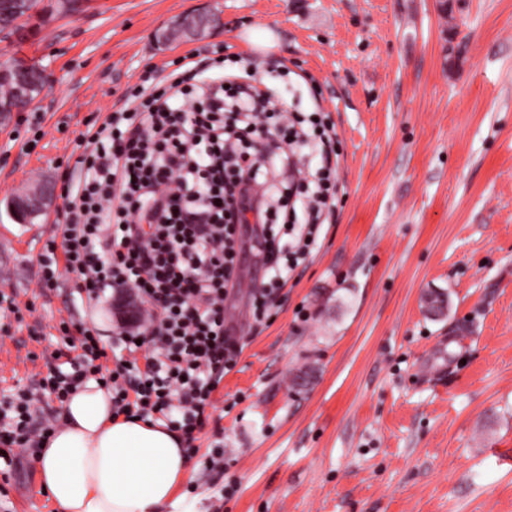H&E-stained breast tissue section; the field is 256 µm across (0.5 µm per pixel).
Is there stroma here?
Here are the masks:
<instances>
[{
  "label": "stroma",
  "mask_w": 512,
  "mask_h": 512,
  "mask_svg": "<svg viewBox=\"0 0 512 512\" xmlns=\"http://www.w3.org/2000/svg\"><path fill=\"white\" fill-rule=\"evenodd\" d=\"M41 0L0 62L49 81L0 120V397L45 376L60 313L112 345L127 295L36 286L63 176L145 72L199 51L250 54L245 31L312 77L340 141V203L264 323L258 229L239 236L227 320L244 348L213 394L163 512H512V0ZM45 135L27 148L33 127ZM48 184L34 223L10 194ZM448 302L427 314V294ZM223 444L225 479L204 461ZM0 512H56L34 460L0 476Z\"/></svg>",
  "instance_id": "35a3bbf8"
}]
</instances>
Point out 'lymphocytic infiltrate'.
<instances>
[{
    "label": "lymphocytic infiltrate",
    "mask_w": 512,
    "mask_h": 512,
    "mask_svg": "<svg viewBox=\"0 0 512 512\" xmlns=\"http://www.w3.org/2000/svg\"><path fill=\"white\" fill-rule=\"evenodd\" d=\"M274 71L276 82L265 81L240 55L217 70L192 51L87 126L90 153L68 177L60 233L44 246L39 285L54 287L66 267L87 298L125 291L149 304L148 326L117 332L130 358L109 370L96 323L60 320L61 339L75 353L69 370L49 371L37 390L0 404V461L8 468L59 425L39 392L63 402L91 380L111 393L113 416L161 415L188 443L202 428L240 352L226 330L224 300L236 277L238 227L256 213L255 189L278 191L275 209L256 213L267 277L252 304L257 321L268 317L340 202L334 125L321 109L299 111L301 86L283 64ZM284 147L308 151L318 165L282 186L272 157Z\"/></svg>",
    "instance_id": "lymphocytic-infiltrate-1"
}]
</instances>
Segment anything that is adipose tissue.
I'll use <instances>...</instances> for the list:
<instances>
[{
	"label": "adipose tissue",
	"instance_id": "1",
	"mask_svg": "<svg viewBox=\"0 0 512 512\" xmlns=\"http://www.w3.org/2000/svg\"><path fill=\"white\" fill-rule=\"evenodd\" d=\"M36 466L60 512H162L188 459L165 423L113 417L110 393L91 381L65 403Z\"/></svg>",
	"mask_w": 512,
	"mask_h": 512
}]
</instances>
